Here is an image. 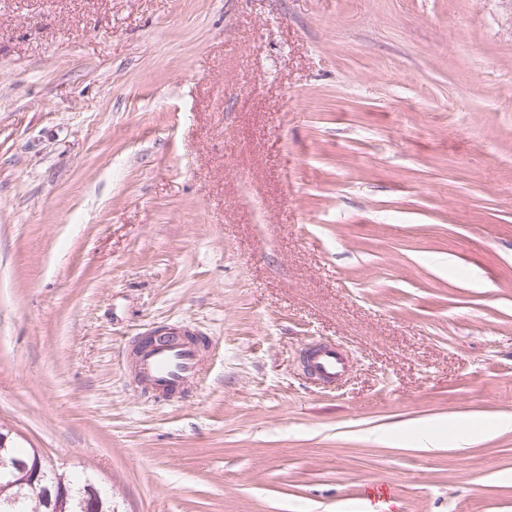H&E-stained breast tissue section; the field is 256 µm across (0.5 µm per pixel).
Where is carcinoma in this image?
Returning a JSON list of instances; mask_svg holds the SVG:
<instances>
[{"instance_id":"1","label":"carcinoma","mask_w":512,"mask_h":512,"mask_svg":"<svg viewBox=\"0 0 512 512\" xmlns=\"http://www.w3.org/2000/svg\"><path fill=\"white\" fill-rule=\"evenodd\" d=\"M37 450H24L10 440L6 447H0V462L7 466L0 467V512H89L95 507V512H112V503L98 495L97 488L86 483L73 486L66 476L57 471H47L46 486L54 491L65 488L66 494L58 498L50 496V500H38L22 483V474L16 470L19 461L29 463L35 461Z\"/></svg>"}]
</instances>
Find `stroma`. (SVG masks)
<instances>
[{
	"label": "stroma",
	"instance_id": "obj_1",
	"mask_svg": "<svg viewBox=\"0 0 512 512\" xmlns=\"http://www.w3.org/2000/svg\"><path fill=\"white\" fill-rule=\"evenodd\" d=\"M179 327L201 373L144 390ZM502 415L512 0H0L19 446L118 512H512ZM316 375L324 377L328 382L336 380L346 368L344 357L336 353V347L323 346L309 361ZM473 426L468 423L449 418L448 422L441 426H436L433 423L421 424L415 432L416 439L419 445H429L435 447L440 444L441 433H447L448 436L458 437L464 440L468 435L473 434Z\"/></svg>",
	"mask_w": 512,
	"mask_h": 512
}]
</instances>
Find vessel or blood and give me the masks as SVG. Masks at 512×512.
I'll list each match as a JSON object with an SVG mask.
<instances>
[{"label": "vessel or blood", "mask_w": 512, "mask_h": 512, "mask_svg": "<svg viewBox=\"0 0 512 512\" xmlns=\"http://www.w3.org/2000/svg\"><path fill=\"white\" fill-rule=\"evenodd\" d=\"M310 365L316 375L332 382L345 370L346 361L335 347L325 346L312 357ZM134 370L138 381L153 390L175 392L199 373L200 352L190 341L155 342L139 349Z\"/></svg>", "instance_id": "1"}]
</instances>
